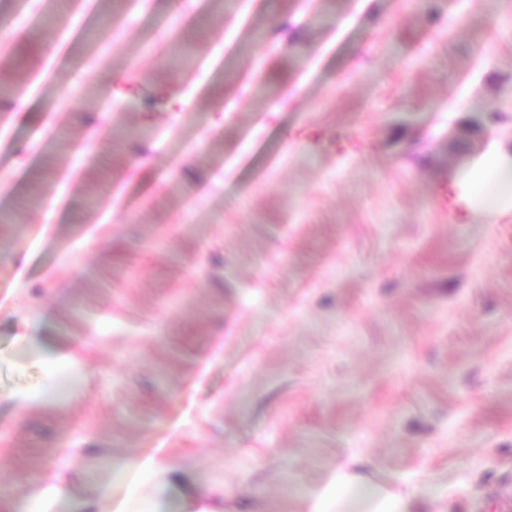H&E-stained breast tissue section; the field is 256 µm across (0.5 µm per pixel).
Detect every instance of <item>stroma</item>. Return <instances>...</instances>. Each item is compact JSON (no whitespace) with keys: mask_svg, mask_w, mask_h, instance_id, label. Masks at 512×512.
Wrapping results in <instances>:
<instances>
[{"mask_svg":"<svg viewBox=\"0 0 512 512\" xmlns=\"http://www.w3.org/2000/svg\"><path fill=\"white\" fill-rule=\"evenodd\" d=\"M46 11L0 0V82L51 72L0 109V512L152 463L163 512H305L350 456L512 512V214L447 205L512 152V0Z\"/></svg>","mask_w":512,"mask_h":512,"instance_id":"1","label":"stroma"}]
</instances>
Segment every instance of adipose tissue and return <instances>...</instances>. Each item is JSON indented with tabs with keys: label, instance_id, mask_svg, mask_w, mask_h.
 Instances as JSON below:
<instances>
[{
	"label": "adipose tissue",
	"instance_id": "adipose-tissue-1",
	"mask_svg": "<svg viewBox=\"0 0 512 512\" xmlns=\"http://www.w3.org/2000/svg\"><path fill=\"white\" fill-rule=\"evenodd\" d=\"M453 186L468 215L493 221L512 211V155L474 157L455 174ZM360 468L354 457L339 463L321 488L306 493L309 512H428L430 486L389 490L368 481Z\"/></svg>",
	"mask_w": 512,
	"mask_h": 512
}]
</instances>
